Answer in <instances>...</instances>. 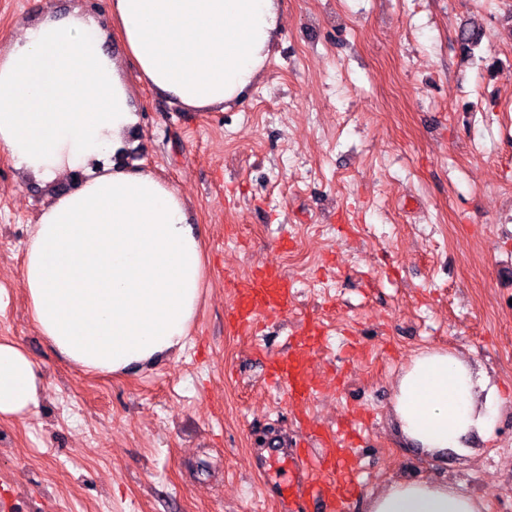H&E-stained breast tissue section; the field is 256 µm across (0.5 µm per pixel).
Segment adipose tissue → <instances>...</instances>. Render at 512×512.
<instances>
[{
	"instance_id": "ef3b65f1",
	"label": "adipose tissue",
	"mask_w": 512,
	"mask_h": 512,
	"mask_svg": "<svg viewBox=\"0 0 512 512\" xmlns=\"http://www.w3.org/2000/svg\"><path fill=\"white\" fill-rule=\"evenodd\" d=\"M121 52L94 19L49 14L0 54V152L52 184L21 268L33 320L60 354L87 372L124 373L182 349L201 299L200 234L184 198L154 172L121 160L136 122L121 56L153 88L189 109L215 110L256 84L280 27L279 0H110ZM43 375L0 340V417L40 404ZM392 412L407 446L436 457L491 435L470 365L443 347L404 367ZM368 512H486L454 481H391Z\"/></svg>"
}]
</instances>
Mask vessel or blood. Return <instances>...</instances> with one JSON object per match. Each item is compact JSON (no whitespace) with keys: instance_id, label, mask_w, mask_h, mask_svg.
I'll use <instances>...</instances> for the list:
<instances>
[{"instance_id":"obj_1","label":"vessel or blood","mask_w":512,"mask_h":512,"mask_svg":"<svg viewBox=\"0 0 512 512\" xmlns=\"http://www.w3.org/2000/svg\"><path fill=\"white\" fill-rule=\"evenodd\" d=\"M296 299L292 284L272 266L258 267L254 275L236 285V301L228 311L231 323L253 328L260 321L278 318ZM320 326L309 325L289 343L285 352L271 355L266 371L286 403L308 404L317 393L309 371V358L320 344ZM322 449L293 448L282 452L271 449V456H283L284 471L268 485L269 494L278 498L283 512H347L356 483L349 456L356 444L351 431L325 429Z\"/></svg>"}]
</instances>
